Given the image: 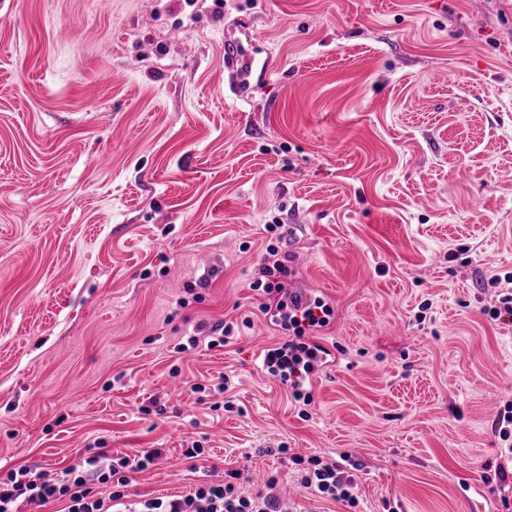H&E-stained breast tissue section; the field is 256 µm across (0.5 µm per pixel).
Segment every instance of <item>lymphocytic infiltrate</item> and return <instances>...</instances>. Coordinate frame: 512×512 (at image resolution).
Wrapping results in <instances>:
<instances>
[{
  "label": "lymphocytic infiltrate",
  "mask_w": 512,
  "mask_h": 512,
  "mask_svg": "<svg viewBox=\"0 0 512 512\" xmlns=\"http://www.w3.org/2000/svg\"><path fill=\"white\" fill-rule=\"evenodd\" d=\"M262 274L253 288L268 296L263 311L287 335L284 342L268 351L269 371L300 400L304 397L300 389L303 374L331 355L329 349L309 338L313 330L328 324L330 309L318 299L310 302L289 296L283 282L288 269L281 263L263 266ZM162 454V449L149 448L130 459L100 451L86 458L85 469L73 466L56 476L19 468L6 480H0V512H19L18 503L22 500L47 505L64 498L69 501L67 512H279L280 503L274 494L241 497L235 495V486L230 482L205 483L189 495L174 498L126 499L121 488L128 483L127 472L145 469ZM293 463L304 467V485L338 501L353 503L352 481L345 478L335 460L297 457ZM110 475L117 477L119 490L105 498L93 497L92 482H105Z\"/></svg>",
  "instance_id": "lymphocytic-infiltrate-1"
}]
</instances>
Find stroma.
Returning <instances> with one entry per match:
<instances>
[{
  "label": "stroma",
  "mask_w": 512,
  "mask_h": 512,
  "mask_svg": "<svg viewBox=\"0 0 512 512\" xmlns=\"http://www.w3.org/2000/svg\"><path fill=\"white\" fill-rule=\"evenodd\" d=\"M276 260L334 310L307 405L262 367ZM507 276L512 0H0V480L161 448L131 498L512 512ZM307 462L304 468L301 480L307 487H313L321 494L327 495L337 501L352 504L354 495L351 491L353 488L352 480L345 478L344 472L341 471L335 460L309 457L305 460L302 457H293L291 462L294 465L302 466Z\"/></svg>",
  "instance_id": "obj_1"
}]
</instances>
